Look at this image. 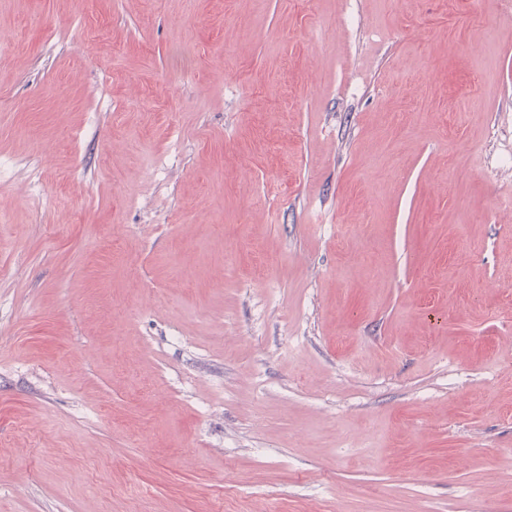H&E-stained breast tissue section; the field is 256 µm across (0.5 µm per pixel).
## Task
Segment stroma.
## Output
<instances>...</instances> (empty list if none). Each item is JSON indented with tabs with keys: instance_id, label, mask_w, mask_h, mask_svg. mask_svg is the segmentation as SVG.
<instances>
[{
	"instance_id": "obj_1",
	"label": "stroma",
	"mask_w": 512,
	"mask_h": 512,
	"mask_svg": "<svg viewBox=\"0 0 512 512\" xmlns=\"http://www.w3.org/2000/svg\"><path fill=\"white\" fill-rule=\"evenodd\" d=\"M0 512H512V0H0Z\"/></svg>"
}]
</instances>
